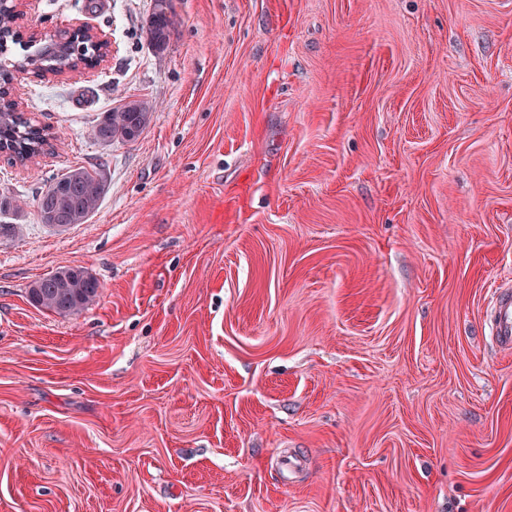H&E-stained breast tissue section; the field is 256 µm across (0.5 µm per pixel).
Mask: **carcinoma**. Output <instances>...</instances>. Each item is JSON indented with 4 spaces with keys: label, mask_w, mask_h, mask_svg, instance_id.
I'll use <instances>...</instances> for the list:
<instances>
[{
    "label": "carcinoma",
    "mask_w": 512,
    "mask_h": 512,
    "mask_svg": "<svg viewBox=\"0 0 512 512\" xmlns=\"http://www.w3.org/2000/svg\"><path fill=\"white\" fill-rule=\"evenodd\" d=\"M6 40L25 50L29 43L13 28L10 10L0 12ZM173 26V14L152 11L146 19V29L152 46L165 49ZM137 111L123 105L104 113L93 129L95 139L103 144L115 141L134 142L148 126L153 105L146 100L135 102ZM0 149L8 160L25 164L45 151L49 145L46 128L30 123L16 113L9 100L0 93ZM108 176L104 168L89 170L71 168L53 178L35 200L37 217L45 223L46 210L54 211L61 223L70 227L83 224L94 215L107 194ZM101 285L96 277L79 267H64L34 282L28 289L29 302L40 309L62 316L78 314L99 295Z\"/></svg>",
    "instance_id": "carcinoma-1"
}]
</instances>
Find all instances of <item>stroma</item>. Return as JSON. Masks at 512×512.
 <instances>
[{
    "mask_svg": "<svg viewBox=\"0 0 512 512\" xmlns=\"http://www.w3.org/2000/svg\"><path fill=\"white\" fill-rule=\"evenodd\" d=\"M153 5L21 6L111 52L11 91L57 139L0 155V512H512V0H173L161 52ZM101 165L86 223H40ZM66 266L96 302L34 307ZM173 26V12H157L155 6L146 19V29L152 46L156 51L164 50L170 39ZM74 33L90 35L96 44L102 46V48L100 49V56L98 57V59L95 62H93V64L88 65V66H85L84 64H82L76 70L96 68L102 62L103 58L105 59L110 52L109 40L107 38L103 37L102 34L99 33L98 31H95L94 28L89 26L88 24H83V25L73 28L71 30V32H69V36H71ZM95 43H93L90 40L83 42V45H84V47H86L87 52H89V54L93 55V51H97V52L99 51L98 46ZM76 70H73V71H76ZM138 112L127 109V103L105 112L93 129L97 141L112 144V141H136L148 126L153 105L146 100L132 101ZM108 188V176L102 166L92 170L71 168L53 178L47 188L40 192L35 200L37 217L40 223L54 228L43 217L49 208L61 221L54 224L57 230L83 224L98 211ZM83 269L64 267L37 280L28 289L29 302L62 316L81 313L95 301L101 288L98 279ZM492 335L505 348H512V296L500 293L491 316Z\"/></svg>",
    "mask_w": 512,
    "mask_h": 512,
    "instance_id": "obj_1",
    "label": "stroma"
}]
</instances>
